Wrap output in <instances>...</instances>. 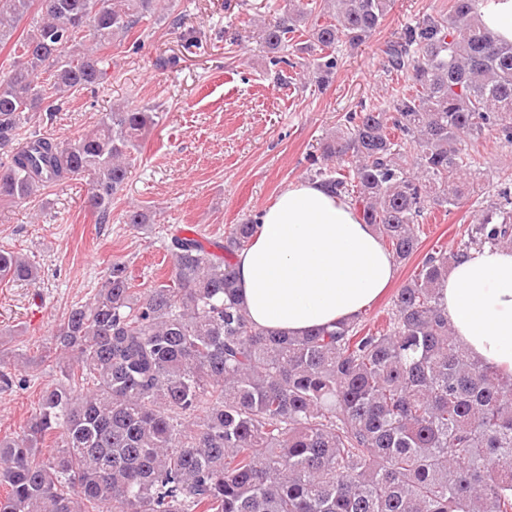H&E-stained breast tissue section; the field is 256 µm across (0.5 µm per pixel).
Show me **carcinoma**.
Instances as JSON below:
<instances>
[{"label":"carcinoma","instance_id":"obj_1","mask_svg":"<svg viewBox=\"0 0 512 512\" xmlns=\"http://www.w3.org/2000/svg\"><path fill=\"white\" fill-rule=\"evenodd\" d=\"M161 0H0V202H23L91 176L100 221L128 179L157 113L123 106L73 141L25 134L32 113L103 84L101 50L168 13ZM478 0H451L382 49L403 78L348 112L309 170L374 226L395 261L420 249L426 211L461 204L481 158L467 141L512 147V43L482 23ZM315 0L266 25L288 48ZM390 0H321L299 51L323 85L338 44L358 47ZM30 20L25 36L12 40ZM258 224L224 237L172 236L168 281L140 294L114 263L53 334L59 377L16 436L0 437V512H512V371L475 359L454 336L438 285L473 248L512 246V172L456 250L426 254L392 299L386 325L358 320L301 336L254 326L234 258ZM38 270L0 249V279ZM53 447L46 450V441Z\"/></svg>","mask_w":512,"mask_h":512}]
</instances>
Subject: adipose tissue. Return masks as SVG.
<instances>
[{
  "instance_id": "obj_1",
  "label": "adipose tissue",
  "mask_w": 512,
  "mask_h": 512,
  "mask_svg": "<svg viewBox=\"0 0 512 512\" xmlns=\"http://www.w3.org/2000/svg\"><path fill=\"white\" fill-rule=\"evenodd\" d=\"M258 222L235 268L240 303L259 328L301 335L353 320L395 276L374 227L320 183L289 184ZM438 296L469 353L511 370L512 249L470 250L452 263Z\"/></svg>"
}]
</instances>
